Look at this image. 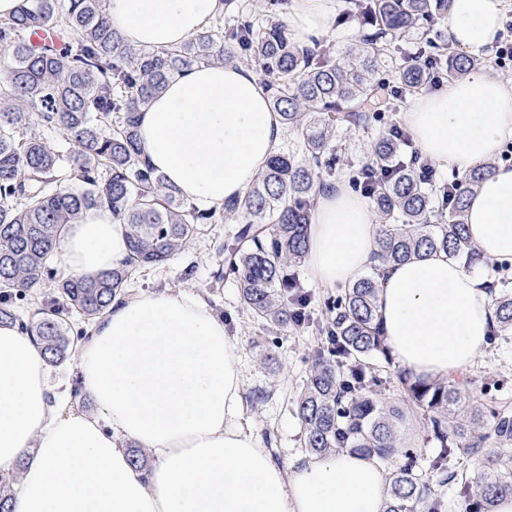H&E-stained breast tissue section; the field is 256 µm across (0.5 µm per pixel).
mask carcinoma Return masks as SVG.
<instances>
[{
    "label": "carcinoma",
    "instance_id": "cac0c4a2",
    "mask_svg": "<svg viewBox=\"0 0 512 512\" xmlns=\"http://www.w3.org/2000/svg\"><path fill=\"white\" fill-rule=\"evenodd\" d=\"M289 0H269L275 18L259 26L215 17L201 35L179 46L134 48L113 28L106 0H24L0 20V323L20 324L49 363L67 358L66 314L88 322L103 316L142 266L161 265L190 245L204 224L241 215L224 241L223 268L235 274L240 301L269 328L312 325L322 337L296 401L304 447L331 455L359 451L395 461L386 512H441L434 483L452 482L468 512H495L512 497V407L472 391L459 374L427 380L394 367L377 314L378 268L327 299L325 318L311 322L297 302L298 268L308 251V224L317 191L339 175L332 141L340 128L360 130L400 97L426 90L438 73L466 75L477 60L454 49L436 20L451 0H349L344 20L359 39L339 62L316 41L302 46L284 21ZM51 28L55 37L29 38ZM387 79L377 78L386 59ZM252 62L263 73L271 108L292 131L297 148L276 150L245 200L217 214L184 200L142 157L136 114L179 72L199 64ZM37 127L24 136L20 131ZM69 149H55L45 132ZM408 133L388 129L370 146L356 174L379 218L376 258L401 263L442 252L469 270L490 265L468 235L465 213L473 188L492 169L486 163L436 185L421 157L403 155L386 171ZM106 206L129 226L124 266L92 279L61 276L60 298L19 319L14 300L54 273L67 225ZM446 218L438 224L436 219ZM497 336L512 334V295L494 296ZM398 383L439 443L430 474L402 451V406L386 392ZM10 480L0 475V512H13Z\"/></svg>",
    "mask_w": 512,
    "mask_h": 512
}]
</instances>
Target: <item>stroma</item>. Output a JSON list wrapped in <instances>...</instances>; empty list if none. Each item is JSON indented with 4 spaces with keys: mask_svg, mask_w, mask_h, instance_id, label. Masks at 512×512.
Wrapping results in <instances>:
<instances>
[{
    "mask_svg": "<svg viewBox=\"0 0 512 512\" xmlns=\"http://www.w3.org/2000/svg\"><path fill=\"white\" fill-rule=\"evenodd\" d=\"M415 99H397L392 111L383 113L380 121L366 130L340 132L343 150L339 165L340 182L350 183L355 168L369 159V144L379 133L400 124L402 112L408 111ZM234 218L221 224L202 225L187 250L161 266H146L137 272L130 293L181 289L201 294L210 308L222 316L239 342V365L244 376V394L249 398L265 391L267 399L259 405L247 401L243 405V422L258 434H270L267 449L281 466L304 453L302 428L295 414L299 396L310 365L311 355L320 344L314 328H282L269 330L244 309L234 277L215 283L213 274L223 257V244ZM470 374L475 386L493 382L498 386L493 397L512 405V336L491 340Z\"/></svg>",
    "mask_w": 512,
    "mask_h": 512,
    "instance_id": "obj_1",
    "label": "stroma"
}]
</instances>
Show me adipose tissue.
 I'll return each mask as SVG.
<instances>
[{
	"mask_svg": "<svg viewBox=\"0 0 512 512\" xmlns=\"http://www.w3.org/2000/svg\"><path fill=\"white\" fill-rule=\"evenodd\" d=\"M505 0H453L451 42L479 57L502 28ZM222 0H106L132 45H179L205 31ZM336 0H289L300 43L328 34ZM402 121L421 155L452 175L512 140V82L481 70L420 97ZM146 159L204 210L244 199L279 143L281 123L250 67L200 65L171 79L138 115ZM465 221L485 256L512 263V167L472 193ZM379 230L370 202L340 183L321 190L308 228L313 282L355 281ZM69 274L122 266L128 228L106 208L84 212L61 241ZM378 317L395 361L427 379L473 367L495 325L490 280L442 253L384 267ZM238 339L198 295L140 292L115 300L74 353L95 414L58 404L35 338L0 324V472L22 467L14 512H385L388 480L349 453L280 467L241 425ZM152 456L135 467L128 447Z\"/></svg>",
	"mask_w": 512,
	"mask_h": 512,
	"instance_id": "obj_1",
	"label": "adipose tissue"
}]
</instances>
